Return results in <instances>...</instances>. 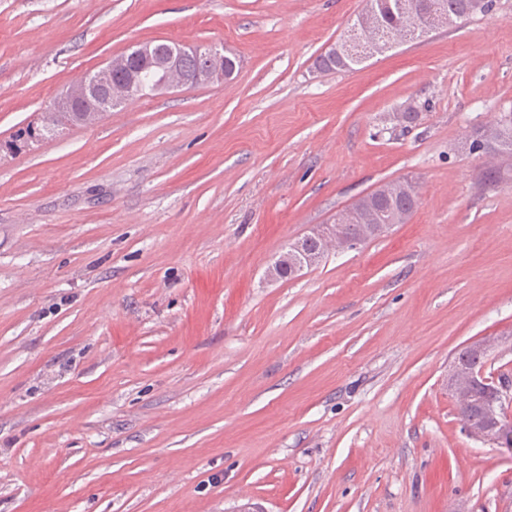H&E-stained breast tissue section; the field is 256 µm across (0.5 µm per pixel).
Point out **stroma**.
<instances>
[{
  "mask_svg": "<svg viewBox=\"0 0 512 512\" xmlns=\"http://www.w3.org/2000/svg\"><path fill=\"white\" fill-rule=\"evenodd\" d=\"M364 6L0 0V142L134 43L240 61L0 152V512H512L448 392L483 338L512 376V160L469 149L512 112V0L317 70ZM406 176L407 223L265 281ZM335 52L336 56L330 55ZM317 64L318 68L323 71H347L352 70L354 65H358V62L349 58L347 51L343 49L342 42L337 44L334 42L327 48L324 54L319 56Z\"/></svg>",
  "mask_w": 512,
  "mask_h": 512,
  "instance_id": "1",
  "label": "stroma"
}]
</instances>
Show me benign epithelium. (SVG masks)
<instances>
[{"instance_id": "1", "label": "benign epithelium", "mask_w": 512, "mask_h": 512, "mask_svg": "<svg viewBox=\"0 0 512 512\" xmlns=\"http://www.w3.org/2000/svg\"><path fill=\"white\" fill-rule=\"evenodd\" d=\"M437 24L434 19L410 16L402 31L388 37L387 45L375 40L379 51L393 49L406 43L408 32L419 27ZM165 52L154 51L152 43H137L118 61H107L101 68L86 75L82 83L66 92L57 105L44 113V122L53 124L59 116L71 112L103 111L113 105L138 100L148 92L163 93L173 89L187 88L204 81L229 79L222 67L223 56L208 45H184L175 41H164ZM417 182L410 177L379 184L374 192L379 196H393L411 192ZM354 220L363 226V239L380 237L391 230L392 225L382 223L380 216L369 210L362 199L338 212L336 221L326 230L314 232L312 238L321 248L309 250L302 242L289 245L279 259L268 270V277L279 280L281 265L286 264L297 277L306 269L318 265L329 250L342 252L355 245L345 233V224ZM483 388L491 393L486 408L487 423L473 424L466 409L470 406L474 392ZM448 391L458 408L461 429L464 434L484 444L499 446L512 437V378L503 376L492 379L483 370L463 367L458 361L451 362L448 370Z\"/></svg>"}]
</instances>
